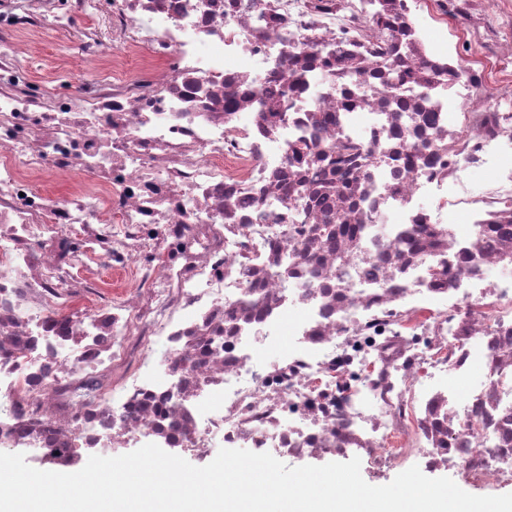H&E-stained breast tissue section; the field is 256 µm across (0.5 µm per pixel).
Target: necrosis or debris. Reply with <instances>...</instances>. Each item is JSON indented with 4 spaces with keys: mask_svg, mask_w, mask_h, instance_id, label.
<instances>
[{
    "mask_svg": "<svg viewBox=\"0 0 512 512\" xmlns=\"http://www.w3.org/2000/svg\"><path fill=\"white\" fill-rule=\"evenodd\" d=\"M422 11L488 56L434 47ZM76 13L106 17L82 45L112 74L60 93L16 35ZM493 15L512 0H0V446L55 464L147 439L204 466L219 439L512 485Z\"/></svg>",
    "mask_w": 512,
    "mask_h": 512,
    "instance_id": "necrosis-or-debris-1",
    "label": "necrosis or debris"
}]
</instances>
